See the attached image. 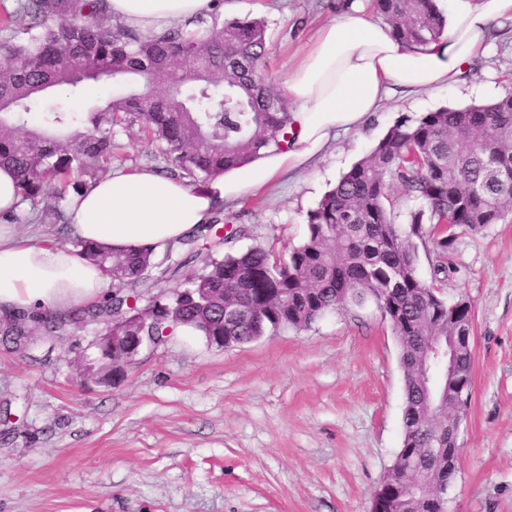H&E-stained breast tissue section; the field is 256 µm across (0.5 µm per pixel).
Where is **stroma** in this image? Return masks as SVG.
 <instances>
[{
	"label": "stroma",
	"mask_w": 512,
	"mask_h": 512,
	"mask_svg": "<svg viewBox=\"0 0 512 512\" xmlns=\"http://www.w3.org/2000/svg\"><path fill=\"white\" fill-rule=\"evenodd\" d=\"M239 18L268 25L267 70L285 92L290 60L332 0H242ZM458 88L392 93L357 132L341 134L313 167L221 207L225 229L284 256L306 217L401 116L486 104L512 93V21ZM88 82L51 104L88 112L123 95ZM140 120L113 129L111 169H159ZM452 270L435 274L433 244L418 273L473 315L474 376L459 434L448 512H512V214L474 231L456 227ZM105 323L36 337L27 355L0 345V512H369L403 439L405 381L398 343L371 302L326 314L311 328L217 347L176 328L144 347L124 380L82 376Z\"/></svg>",
	"instance_id": "stroma-1"
}]
</instances>
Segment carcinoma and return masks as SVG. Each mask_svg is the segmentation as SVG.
Masks as SVG:
<instances>
[{"label": "carcinoma", "mask_w": 512, "mask_h": 512, "mask_svg": "<svg viewBox=\"0 0 512 512\" xmlns=\"http://www.w3.org/2000/svg\"><path fill=\"white\" fill-rule=\"evenodd\" d=\"M373 11L410 48L444 32L433 0H372ZM0 163L11 165L23 199L52 195L54 204L38 220L67 229V178L112 156V125L123 113L142 120L158 144L162 173L204 183L226 168L248 161L264 148L281 149L292 129L288 104L257 72L265 70L269 34L258 18L224 19L216 13L192 29L174 25L144 34L115 22L108 0H15L0 4ZM201 66L208 87L197 92L168 89L151 98L125 94L92 112L85 131L80 117L46 105L45 92L86 79L108 82L134 74L154 85ZM512 93L485 105L441 108L420 117L403 115L371 154L355 163L307 216V234L286 258L263 247L200 257L197 238L224 245L246 230L219 235V219L166 249L174 270H189L188 287L147 304L152 313L139 325L161 339L176 326L224 346L251 342L280 330H305L322 316L374 302L397 337L405 380L404 438L389 480L377 494L383 512H448L431 486L415 488L410 468L437 483L448 477L449 409L471 391L474 357L458 355L441 386L442 405L426 403L420 362L434 341H448L457 324L471 323V308L453 317L448 302L420 278L417 241L440 249L437 271L450 270L454 235L448 226L479 230L512 213ZM420 202L396 224L394 191ZM72 246L102 266L118 288L101 304L77 308L60 318L49 310L0 314V343L27 353L35 336H57L68 324L112 315L139 314V289L156 267L147 249L108 251L79 239ZM237 314L227 316L230 308ZM107 331L99 339L103 363L83 369L84 377L109 383L113 357Z\"/></svg>", "instance_id": "carcinoma-1"}]
</instances>
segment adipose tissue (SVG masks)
I'll list each match as a JSON object with an SVG mask.
<instances>
[{"label":"adipose tissue","mask_w":512,"mask_h":512,"mask_svg":"<svg viewBox=\"0 0 512 512\" xmlns=\"http://www.w3.org/2000/svg\"><path fill=\"white\" fill-rule=\"evenodd\" d=\"M112 16L144 32L207 16L212 0H109ZM445 32L421 49L396 39L355 0L321 25L293 64L287 96L292 148L259 151L202 186L149 168L115 170L89 183L66 207L72 237L109 250L152 248L194 233L225 201L313 164L339 131L364 127L395 89L452 90L483 56L494 24L512 20V0H447ZM107 272L70 247L21 240L0 226V311L65 313L97 302Z\"/></svg>","instance_id":"ef3b65f1"}]
</instances>
